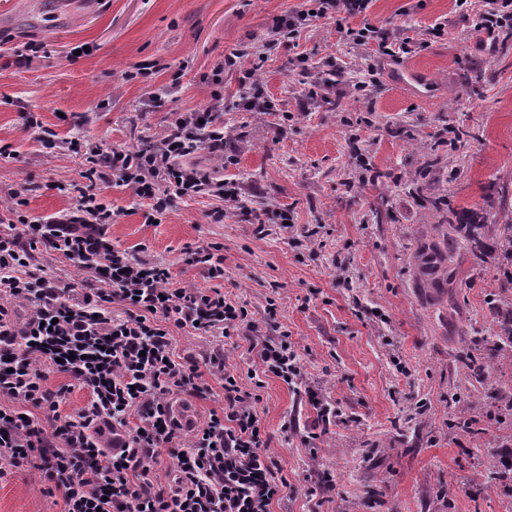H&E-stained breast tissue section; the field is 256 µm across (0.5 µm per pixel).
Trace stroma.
Here are the masks:
<instances>
[{
	"instance_id": "obj_1",
	"label": "stroma",
	"mask_w": 512,
	"mask_h": 512,
	"mask_svg": "<svg viewBox=\"0 0 512 512\" xmlns=\"http://www.w3.org/2000/svg\"><path fill=\"white\" fill-rule=\"evenodd\" d=\"M305 0H0V202L28 200V216L68 211L56 184L81 181L77 138L126 148L159 134L173 113L212 110L224 126L225 182L239 200L173 199L161 223H145V201L101 185L114 214L112 245L168 267L196 288H221L244 305L261 334H290L305 381L339 402L347 422L313 437L315 413L274 375L259 410L288 494L274 512H512V482L493 468L512 445V420L489 418L512 363L498 379L472 378L461 358L483 356L497 330L496 300L512 305V259L495 232L504 220L498 188H512V49L476 28L477 7L456 0H372L365 16L393 42L417 45L397 60L377 57L322 20L291 40L270 41L280 16ZM245 45L264 48L260 71L269 112L245 111L237 73L209 82L214 67ZM424 72L426 97L400 84ZM480 82L466 83L470 70ZM222 101H215L214 92ZM56 133L46 153L26 115ZM477 137L454 151L449 132ZM441 142V160L421 170V151ZM468 163L449 173L457 154ZM381 171L371 178L366 167ZM484 221L460 227L448 285L426 287L415 253L448 245V227L424 197ZM223 207L224 218L212 212ZM291 210L294 227L278 214ZM303 239V246L292 243ZM224 248V278L185 263L189 247ZM483 265H476L475 255ZM469 430L450 425L455 410ZM336 489L310 497L323 475ZM38 470L0 479V512H62Z\"/></svg>"
}]
</instances>
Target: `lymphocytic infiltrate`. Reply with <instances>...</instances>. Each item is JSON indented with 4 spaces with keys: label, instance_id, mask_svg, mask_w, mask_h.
Masks as SVG:
<instances>
[{
    "label": "lymphocytic infiltrate",
    "instance_id": "obj_1",
    "mask_svg": "<svg viewBox=\"0 0 512 512\" xmlns=\"http://www.w3.org/2000/svg\"><path fill=\"white\" fill-rule=\"evenodd\" d=\"M312 9L280 18L272 39L292 37L320 20L366 13L371 0H313ZM89 164L85 185L58 183L71 198L64 216L32 220L22 194L0 212V465L36 464L63 512H272L288 487L262 430L259 394L224 364L223 349L205 362L176 355L171 328L216 342L249 327L248 311L220 289L175 279L169 268L116 249L106 237L110 211L96 184L116 183L148 202L146 223L161 220L173 198L235 201L238 191L178 158L224 153V127L210 111L175 113L163 131L133 150L73 142ZM79 273L83 285L42 274L38 253ZM249 351L262 373L303 390L322 424L341 411L305 384L288 335L257 336ZM224 390V404L184 435L170 395L199 391L203 373ZM69 382L51 389L49 374ZM86 389L83 410L64 415L72 387ZM42 410L36 419L34 410ZM169 465V490L154 473Z\"/></svg>",
    "mask_w": 512,
    "mask_h": 512
}]
</instances>
